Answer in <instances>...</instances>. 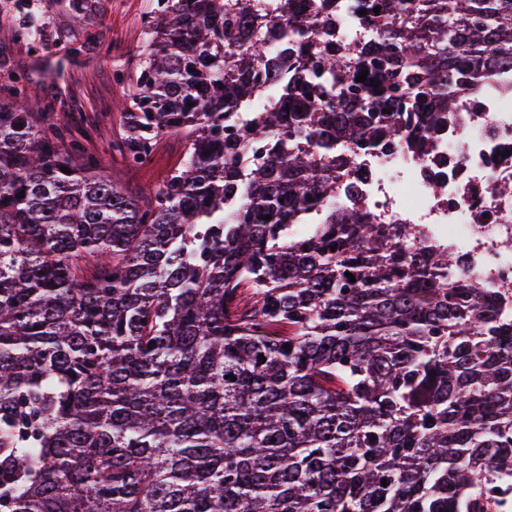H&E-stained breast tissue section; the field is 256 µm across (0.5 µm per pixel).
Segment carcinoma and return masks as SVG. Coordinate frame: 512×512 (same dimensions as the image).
<instances>
[{
  "label": "carcinoma",
  "instance_id": "1",
  "mask_svg": "<svg viewBox=\"0 0 512 512\" xmlns=\"http://www.w3.org/2000/svg\"><path fill=\"white\" fill-rule=\"evenodd\" d=\"M293 2L158 0L112 151L185 153L140 197L11 79L0 512H495L512 307L330 201L355 152L427 150L448 64L512 57V0H378L380 45L369 0Z\"/></svg>",
  "mask_w": 512,
  "mask_h": 512
}]
</instances>
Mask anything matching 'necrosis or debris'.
Wrapping results in <instances>:
<instances>
[{
    "label": "necrosis or debris",
    "instance_id": "4bbe7bcc",
    "mask_svg": "<svg viewBox=\"0 0 512 512\" xmlns=\"http://www.w3.org/2000/svg\"><path fill=\"white\" fill-rule=\"evenodd\" d=\"M452 92L448 126L427 152L392 145L358 153L336 207L414 225L458 257L471 283L512 300V60Z\"/></svg>",
    "mask_w": 512,
    "mask_h": 512
}]
</instances>
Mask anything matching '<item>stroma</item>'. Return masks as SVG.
I'll return each mask as SVG.
<instances>
[{"label": "stroma", "mask_w": 512, "mask_h": 512, "mask_svg": "<svg viewBox=\"0 0 512 512\" xmlns=\"http://www.w3.org/2000/svg\"><path fill=\"white\" fill-rule=\"evenodd\" d=\"M157 0H0V75H18L28 96L52 105L113 182L135 193L162 186L184 154L182 134L162 136L152 159L133 166L113 153L114 102L130 92L145 19Z\"/></svg>", "instance_id": "obj_1"}]
</instances>
